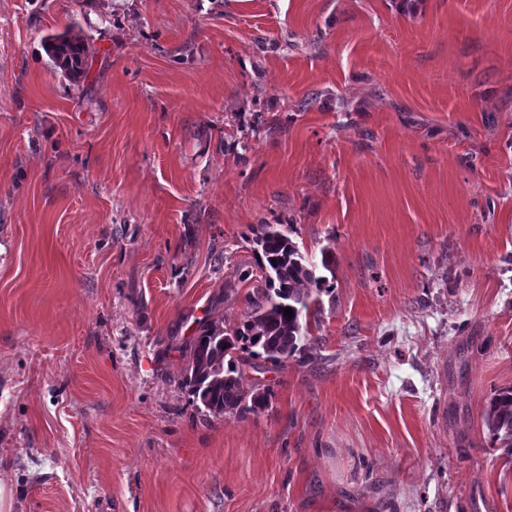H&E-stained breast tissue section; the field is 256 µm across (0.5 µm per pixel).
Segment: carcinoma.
<instances>
[{"label": "carcinoma", "instance_id": "carcinoma-1", "mask_svg": "<svg viewBox=\"0 0 512 512\" xmlns=\"http://www.w3.org/2000/svg\"><path fill=\"white\" fill-rule=\"evenodd\" d=\"M48 51L69 75L88 76L87 48L79 36H53ZM252 242L262 274L245 293L247 313L234 326L201 325L191 338L183 371L182 387L197 410L215 418L226 414L244 418L267 408L273 390L256 388L246 368L255 367L253 360L258 358L274 369L286 366L290 358L307 362L314 341L308 318L320 313L316 302L326 279L307 263L288 236L287 225L262 224ZM286 307L293 316L284 315ZM484 423L490 442L512 455V387L492 393Z\"/></svg>", "mask_w": 512, "mask_h": 512}]
</instances>
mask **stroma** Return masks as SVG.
<instances>
[{
	"mask_svg": "<svg viewBox=\"0 0 512 512\" xmlns=\"http://www.w3.org/2000/svg\"><path fill=\"white\" fill-rule=\"evenodd\" d=\"M402 2L0 0L10 512H512V0ZM262 224L331 255L312 361L206 417ZM47 47L57 65L70 76H88L91 65L88 64L87 48L82 38L77 35L69 37L68 33L52 36ZM484 423L490 442L512 455V387L499 388L487 402Z\"/></svg>",
	"mask_w": 512,
	"mask_h": 512,
	"instance_id": "35a3bbf8",
	"label": "stroma"
}]
</instances>
